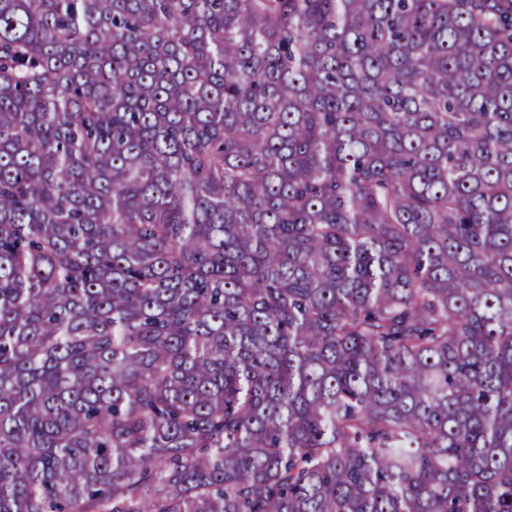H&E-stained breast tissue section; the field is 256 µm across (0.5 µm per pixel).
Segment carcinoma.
I'll return each mask as SVG.
<instances>
[{
  "instance_id": "carcinoma-1",
  "label": "carcinoma",
  "mask_w": 512,
  "mask_h": 512,
  "mask_svg": "<svg viewBox=\"0 0 512 512\" xmlns=\"http://www.w3.org/2000/svg\"><path fill=\"white\" fill-rule=\"evenodd\" d=\"M0 512H512V0H0Z\"/></svg>"
}]
</instances>
